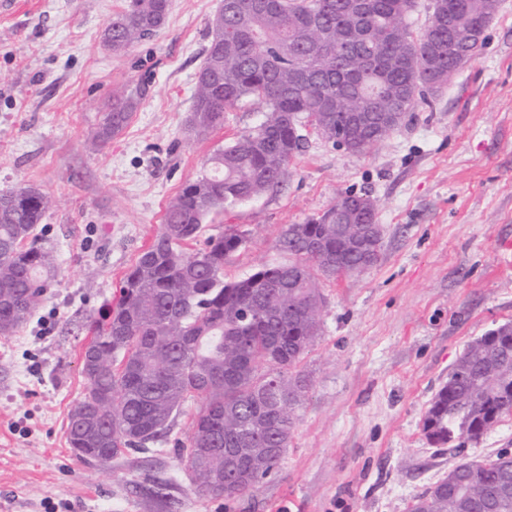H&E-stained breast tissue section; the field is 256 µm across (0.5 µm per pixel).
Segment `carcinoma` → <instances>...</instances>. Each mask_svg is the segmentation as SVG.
Instances as JSON below:
<instances>
[{
    "mask_svg": "<svg viewBox=\"0 0 512 512\" xmlns=\"http://www.w3.org/2000/svg\"><path fill=\"white\" fill-rule=\"evenodd\" d=\"M230 0L212 19L197 74L187 129L203 135L224 112L250 98L263 121L218 150L210 170L188 180L168 204L164 224L121 281L115 306L91 325L82 353L88 392L69 413L68 439L87 463L155 453L198 399L185 437L175 442L180 464L193 461L192 490L232 501L274 476L288 448L297 411L309 388L298 365L320 334L319 278L354 273L365 255L379 259L383 227L359 251L336 236V208L290 224L276 248L288 261L263 265L229 281L224 266L244 249L250 232L238 224L197 242L203 221L280 186L302 151L305 128L336 142L350 114L380 120L408 115L482 47L500 0H433V23L417 31L416 0ZM169 0H129L112 17L103 40L115 53L152 38ZM138 90L114 89L94 133L103 146L130 122ZM397 129L374 124L348 133L347 150L363 153ZM357 221L377 223V204L361 194ZM49 195L19 186L0 195V335L9 336L42 303L56 258L35 234ZM318 244L312 252L308 245ZM512 415V323L473 340L431 399L422 430L436 447L478 440ZM208 452L203 453L201 449ZM409 512H512V452L467 459L416 496Z\"/></svg>",
    "mask_w": 512,
    "mask_h": 512,
    "instance_id": "1",
    "label": "carcinoma"
}]
</instances>
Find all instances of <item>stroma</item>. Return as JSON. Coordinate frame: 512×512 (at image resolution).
Instances as JSON below:
<instances>
[{"mask_svg": "<svg viewBox=\"0 0 512 512\" xmlns=\"http://www.w3.org/2000/svg\"><path fill=\"white\" fill-rule=\"evenodd\" d=\"M128 0H15L0 14V192L32 186L54 206L37 226L58 272L40 308L0 336V512H407L456 463L512 452V416L479 442L431 445L428 403L466 345L512 323V0L447 88L376 148L353 154L309 134L284 183L208 217L250 241L224 268L241 278L283 261L275 241L341 192L379 202L376 265L321 280V333L299 365L310 388L278 473L235 500L190 489L174 441L157 454L82 462L67 439L87 392L94 318L159 230L168 202L217 149L263 119L246 99L188 134L192 91L222 0H170L160 32L121 53L103 31ZM144 85L111 142L91 138L112 90ZM170 481L147 497L145 474Z\"/></svg>", "mask_w": 512, "mask_h": 512, "instance_id": "35a3bbf8", "label": "stroma"}]
</instances>
